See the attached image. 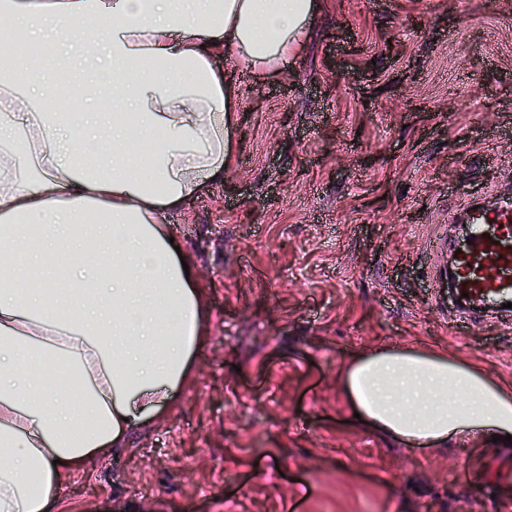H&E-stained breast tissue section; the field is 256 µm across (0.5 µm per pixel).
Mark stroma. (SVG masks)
<instances>
[{
	"label": "stroma",
	"instance_id": "stroma-1",
	"mask_svg": "<svg viewBox=\"0 0 512 512\" xmlns=\"http://www.w3.org/2000/svg\"><path fill=\"white\" fill-rule=\"evenodd\" d=\"M319 3L284 76L239 73L223 182L160 215L204 290L188 382L57 512H512V454L366 431L338 385L378 347H445L512 382V311L455 330L426 247L512 181V0Z\"/></svg>",
	"mask_w": 512,
	"mask_h": 512
}]
</instances>
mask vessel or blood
I'll return each instance as SVG.
<instances>
[{"label": "vessel or blood", "instance_id": "1", "mask_svg": "<svg viewBox=\"0 0 512 512\" xmlns=\"http://www.w3.org/2000/svg\"><path fill=\"white\" fill-rule=\"evenodd\" d=\"M461 207L469 231L457 244L451 274L456 320L465 323L512 303V203L477 209L465 200Z\"/></svg>", "mask_w": 512, "mask_h": 512}]
</instances>
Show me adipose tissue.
<instances>
[{
	"label": "adipose tissue",
	"instance_id": "obj_1",
	"mask_svg": "<svg viewBox=\"0 0 512 512\" xmlns=\"http://www.w3.org/2000/svg\"><path fill=\"white\" fill-rule=\"evenodd\" d=\"M317 11L316 0H0V512H50L92 455L124 447L190 376L203 290L157 217L223 181L235 71L282 74ZM22 38L45 46L39 64ZM79 60L90 71L75 85ZM106 89L111 127L56 109ZM24 351L68 367L31 377ZM340 380L360 424L398 441L512 435V385L444 349L360 353Z\"/></svg>",
	"mask_w": 512,
	"mask_h": 512
}]
</instances>
